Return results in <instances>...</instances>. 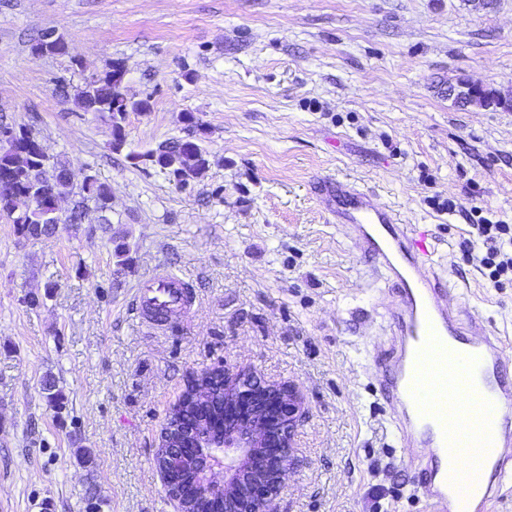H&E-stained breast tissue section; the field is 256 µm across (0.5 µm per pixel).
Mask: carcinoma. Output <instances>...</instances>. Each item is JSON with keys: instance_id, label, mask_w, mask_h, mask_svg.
Segmentation results:
<instances>
[{"instance_id": "obj_1", "label": "carcinoma", "mask_w": 512, "mask_h": 512, "mask_svg": "<svg viewBox=\"0 0 512 512\" xmlns=\"http://www.w3.org/2000/svg\"><path fill=\"white\" fill-rule=\"evenodd\" d=\"M32 49L37 54L64 55L67 44L63 36L48 39L39 34ZM126 75L122 62H113L102 75H91L74 90L62 82L58 85L62 98H73L75 106L84 113L99 114L111 129L112 151L119 153L126 145L125 121L130 112H148L150 99L123 96L118 87ZM187 135L164 140L145 152H130L127 157L136 165L153 167L165 174L175 185L184 187L209 167L208 152L196 141L195 133L201 123L192 112L183 116ZM73 198L72 207L65 212V223L83 224L90 213L98 214L100 224L110 223L111 190L96 175L87 174L75 185L62 155L50 151L40 132L22 126L15 142L0 145V216L15 224L17 231L28 240H40L53 234L57 224L55 202L63 197ZM42 198L43 207L20 206L24 198ZM224 413V386L214 377V387L206 406L186 407L184 417L195 424L201 417L209 419L213 435L223 432L215 419Z\"/></svg>"}]
</instances>
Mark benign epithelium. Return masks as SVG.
I'll return each mask as SVG.
<instances>
[{
	"label": "benign epithelium",
	"instance_id": "7a95c632",
	"mask_svg": "<svg viewBox=\"0 0 512 512\" xmlns=\"http://www.w3.org/2000/svg\"><path fill=\"white\" fill-rule=\"evenodd\" d=\"M481 89L482 84L463 77L448 85V98L473 100ZM216 373L224 378V401L251 399L254 409L242 429L225 431L224 439L204 453L201 443L195 448L180 446L183 427L178 410L186 403H176L161 429L155 458L164 489L176 512H191L216 495L224 499V512H267L295 469L293 438L305 417L302 399L294 386L265 383L247 367L234 373L219 368ZM273 443L278 458L268 462L265 451ZM191 467L199 471V480L185 479Z\"/></svg>",
	"mask_w": 512,
	"mask_h": 512
}]
</instances>
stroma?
<instances>
[{
	"mask_svg": "<svg viewBox=\"0 0 512 512\" xmlns=\"http://www.w3.org/2000/svg\"><path fill=\"white\" fill-rule=\"evenodd\" d=\"M493 2L0 0V113L112 192L105 228L34 242L0 217V512H173L159 432L189 373L217 366L303 400L273 512H428L376 380L385 292L314 186L348 176L428 225L512 359V288L459 252L479 218L512 224V110L448 97L461 74L512 96V0ZM45 28L66 55L32 52ZM115 60L120 93L151 101L126 118L128 151L198 117L210 166L186 188L113 153L108 123L55 95ZM159 268L196 289L162 331L132 311Z\"/></svg>",
	"mask_w": 512,
	"mask_h": 512,
	"instance_id": "35a3bbf8",
	"label": "stroma"
}]
</instances>
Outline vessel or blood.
Masks as SVG:
<instances>
[{"label":"vessel or blood","instance_id":"1","mask_svg":"<svg viewBox=\"0 0 512 512\" xmlns=\"http://www.w3.org/2000/svg\"><path fill=\"white\" fill-rule=\"evenodd\" d=\"M314 190L334 223L360 245L396 296L393 342L382 350L380 389L430 512H491L512 484V364L504 341L461 307L437 243L355 182L326 177ZM186 278L162 271L141 282L134 309L163 329L191 306Z\"/></svg>","mask_w":512,"mask_h":512}]
</instances>
